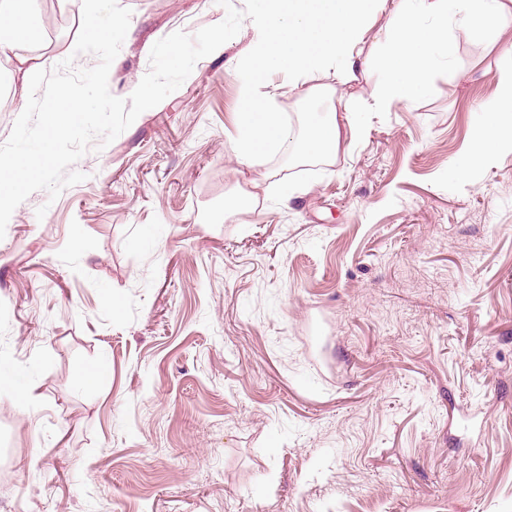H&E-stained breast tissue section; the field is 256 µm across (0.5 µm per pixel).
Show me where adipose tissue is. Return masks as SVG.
<instances>
[{
	"instance_id": "ef3b65f1",
	"label": "adipose tissue",
	"mask_w": 512,
	"mask_h": 512,
	"mask_svg": "<svg viewBox=\"0 0 512 512\" xmlns=\"http://www.w3.org/2000/svg\"><path fill=\"white\" fill-rule=\"evenodd\" d=\"M268 23L247 51L254 78L277 68L296 76L327 68L336 70V86L323 87L334 97L337 85L354 80L358 67L378 66L386 75L383 97L410 103L433 70L431 47L448 41V8L482 29L512 22V0H259ZM431 24H423V17ZM384 21L386 45L380 58L364 57L367 34ZM35 0H0V58H17L19 49L35 41ZM491 116L474 141L468 164H490L495 148L512 149V73L502 76L497 96L485 106ZM346 115L329 112L306 133L292 137L291 126L269 105L268 95L245 88L237 117L234 151L240 164L253 166L259 156L286 147L296 139L303 157H329L346 137Z\"/></svg>"
}]
</instances>
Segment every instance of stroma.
<instances>
[{"instance_id": "1", "label": "stroma", "mask_w": 512, "mask_h": 512, "mask_svg": "<svg viewBox=\"0 0 512 512\" xmlns=\"http://www.w3.org/2000/svg\"><path fill=\"white\" fill-rule=\"evenodd\" d=\"M118 2L122 99L157 41L226 16L216 0ZM36 8L62 23L20 48L29 66L97 64L73 53L69 0ZM257 35L244 21L80 158L83 182L16 208L0 364L39 396L0 394V512H512V152L467 165L512 26L449 15L407 105L357 73L340 92L358 135L305 168L233 151ZM268 82L278 112L331 110L315 89L334 74ZM242 189L254 198L225 213Z\"/></svg>"}]
</instances>
